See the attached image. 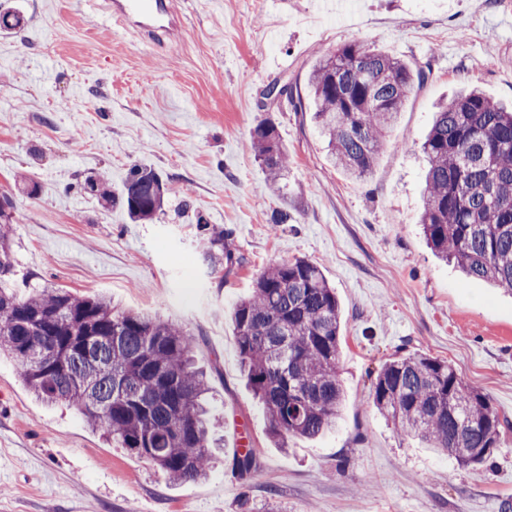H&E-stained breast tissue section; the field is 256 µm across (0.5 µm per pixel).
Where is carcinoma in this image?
I'll return each instance as SVG.
<instances>
[{"mask_svg":"<svg viewBox=\"0 0 512 512\" xmlns=\"http://www.w3.org/2000/svg\"><path fill=\"white\" fill-rule=\"evenodd\" d=\"M24 17L0 8V33ZM430 66L350 43L323 52L308 76L312 108L331 163L348 177L373 168L415 88ZM251 147L277 185L288 150L274 127L258 124ZM428 163L420 223L435 254L470 280L512 294V109L465 89L435 112L421 146ZM85 193L119 203L138 221L162 210L172 185L136 166L120 194L102 176ZM11 197H0V356L17 361L37 399L75 408L105 441L144 458L174 483L207 475L214 442L206 419V373L195 366V338L159 318L123 310L103 296L31 288L24 296L1 286L13 274ZM208 255L233 264L224 231L209 232ZM231 321L241 364L262 405L269 436L317 439L337 427L344 391L337 376L342 325L333 288L314 263L297 258L261 271ZM373 406L399 432L464 468L488 467L501 423L490 398L466 384L448 362L406 353L387 362L373 384ZM233 469L257 471L251 448Z\"/></svg>","mask_w":512,"mask_h":512,"instance_id":"carcinoma-1","label":"carcinoma"}]
</instances>
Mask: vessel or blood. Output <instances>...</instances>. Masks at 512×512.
Wrapping results in <instances>:
<instances>
[{
  "label": "vessel or blood",
  "instance_id": "vessel-or-blood-1",
  "mask_svg": "<svg viewBox=\"0 0 512 512\" xmlns=\"http://www.w3.org/2000/svg\"><path fill=\"white\" fill-rule=\"evenodd\" d=\"M106 11L148 48H166L178 38L180 18L174 0H107Z\"/></svg>",
  "mask_w": 512,
  "mask_h": 512
}]
</instances>
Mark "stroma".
<instances>
[{
	"label": "stroma",
	"mask_w": 512,
	"mask_h": 512,
	"mask_svg": "<svg viewBox=\"0 0 512 512\" xmlns=\"http://www.w3.org/2000/svg\"><path fill=\"white\" fill-rule=\"evenodd\" d=\"M182 37L142 47L90 0H12L20 34L0 35V194L11 195L8 287L66 288L187 329L208 372L220 464L169 482L108 446L77 410L49 406L0 359V512H505L512 505V294L470 281L427 246L419 225L436 105L475 85L512 105V0H178ZM359 41L429 80L408 98L364 178L327 160L309 108L264 96L274 82L308 99L321 52ZM271 122L290 161L271 190L250 147ZM146 166L177 187L132 222L80 189L88 173L120 189ZM39 184L38 195L17 192ZM223 228L233 267L211 264L205 226ZM303 257L336 290L346 401L316 440L268 437L230 321L265 267ZM419 351L451 361L488 394L503 425L492 469L399 435L377 412L383 363ZM243 432L261 468L232 471Z\"/></svg>",
	"instance_id": "1"
}]
</instances>
